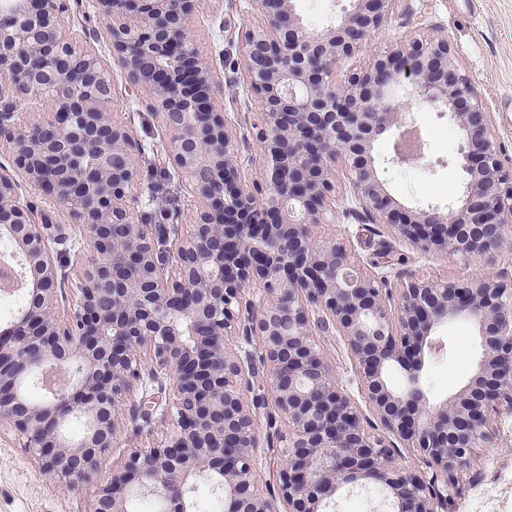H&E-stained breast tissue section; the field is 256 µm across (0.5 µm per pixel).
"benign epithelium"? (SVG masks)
I'll use <instances>...</instances> for the list:
<instances>
[{"instance_id": "7a95c632", "label": "benign epithelium", "mask_w": 512, "mask_h": 512, "mask_svg": "<svg viewBox=\"0 0 512 512\" xmlns=\"http://www.w3.org/2000/svg\"><path fill=\"white\" fill-rule=\"evenodd\" d=\"M393 0H350L313 27L293 0H256L265 21L245 30L249 91L260 103L242 158L214 93L215 70L193 41L196 0H91L112 20L108 36L141 104L171 132L181 191L200 197L190 233L137 224L140 170L129 128L112 117V79L61 20L64 0H0V141L15 171L82 226L96 254L76 307L62 317V279L47 225L31 222L16 181L0 171V244L20 260L26 300L0 327V423L26 438L40 470L64 487L93 471L116 440V407L149 416L148 389L174 380V428L133 450L98 488L91 512H196L209 482L224 512H279L257 487L259 413L273 405L284 428L280 491L288 512H329L339 491L372 483L391 512H438L474 450L488 447L495 417L512 414V284L506 271L468 279L411 280L393 298L388 280L352 248L316 242L314 224L336 223V166L351 188L342 213L385 224L424 254L470 259L512 251V167L505 164L475 82L445 35L408 46L336 80L365 49ZM413 98L459 133L461 192L443 206L410 207L379 176L377 143L407 124ZM36 99L48 120L27 123ZM258 167L265 186L241 168ZM463 318L481 349L466 385L432 402L420 378L440 350L432 330ZM341 336L369 410L425 468L403 471L394 445L369 432L320 338ZM239 339L237 350L229 340ZM260 365L270 391L249 396ZM51 375L50 395L23 384ZM83 431L72 441L66 423Z\"/></svg>"}]
</instances>
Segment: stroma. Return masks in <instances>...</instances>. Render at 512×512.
I'll return each mask as SVG.
<instances>
[{"instance_id":"stroma-1","label":"stroma","mask_w":512,"mask_h":512,"mask_svg":"<svg viewBox=\"0 0 512 512\" xmlns=\"http://www.w3.org/2000/svg\"><path fill=\"white\" fill-rule=\"evenodd\" d=\"M197 10V46L204 58L212 60L224 115L241 136V148H248L253 143L249 119L259 107L245 84L240 39L246 28L260 22V12L251 0H198ZM83 14L80 0H70L66 19L74 29L90 30L83 45L106 60L112 75L114 108L145 150L139 160L142 197L134 209L136 222L189 224L197 204L179 191L180 178L168 160L169 132L158 115L139 103L136 88L112 55L104 23L85 20ZM439 31L447 35L461 65L475 80L493 114L502 157L512 163V0H393L383 28L368 39L365 50L349 65L367 66L374 55L407 44L420 34ZM408 110L425 144L424 160L416 167L388 166L381 177L401 200L446 203L461 189L459 172L451 163L459 145L458 132L447 118L428 108L412 103ZM312 234L320 240L346 241L366 267L387 276L395 289L415 278L463 279L488 268L512 273L511 258L469 260L424 254L388 226L353 218L315 225ZM67 247L62 259L64 278L57 290L59 307L65 311L75 304L83 270L92 262L88 247L72 241ZM436 336L443 348L427 360L423 386L431 398L441 399L465 384L479 347L472 325L464 319L439 327ZM495 425L493 444L476 449L469 466L459 474L457 491L443 512H512V416H499ZM172 429V421L156 417L150 425L140 426L127 409H120L117 439L96 471L74 478L63 488L40 472L24 437L9 424H0V512H90L97 488L111 481L130 451L155 446Z\"/></svg>"}]
</instances>
